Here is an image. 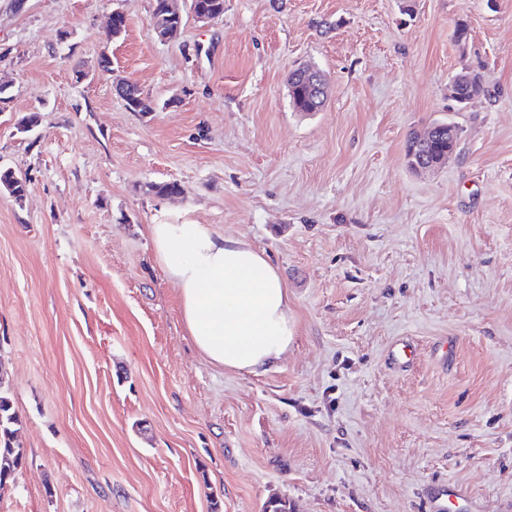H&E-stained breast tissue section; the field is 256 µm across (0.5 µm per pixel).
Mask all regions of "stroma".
Here are the masks:
<instances>
[{
	"mask_svg": "<svg viewBox=\"0 0 512 512\" xmlns=\"http://www.w3.org/2000/svg\"><path fill=\"white\" fill-rule=\"evenodd\" d=\"M152 9L0 0V166L28 179L22 202L0 192V373L26 450L0 512H429L448 483L469 492L448 512H512V0H224L166 41ZM306 64L330 87L317 112L288 94ZM465 67L494 96L460 110ZM439 122L455 152L410 170L409 135ZM182 223L287 285L296 336L265 372L195 348L147 232Z\"/></svg>",
	"mask_w": 512,
	"mask_h": 512,
	"instance_id": "1",
	"label": "stroma"
}]
</instances>
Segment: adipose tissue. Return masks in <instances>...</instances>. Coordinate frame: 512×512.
I'll return each instance as SVG.
<instances>
[{
  "instance_id": "ef3b65f1",
  "label": "adipose tissue",
  "mask_w": 512,
  "mask_h": 512,
  "mask_svg": "<svg viewBox=\"0 0 512 512\" xmlns=\"http://www.w3.org/2000/svg\"><path fill=\"white\" fill-rule=\"evenodd\" d=\"M148 234L209 362L255 374L280 359L295 320L288 288L262 252L205 224H152Z\"/></svg>"
}]
</instances>
